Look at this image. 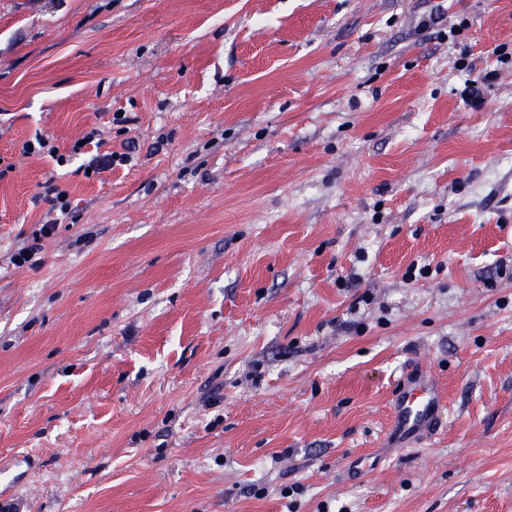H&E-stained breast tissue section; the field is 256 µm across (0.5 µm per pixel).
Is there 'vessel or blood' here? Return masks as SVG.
<instances>
[{
    "label": "vessel or blood",
    "instance_id": "obj_1",
    "mask_svg": "<svg viewBox=\"0 0 512 512\" xmlns=\"http://www.w3.org/2000/svg\"><path fill=\"white\" fill-rule=\"evenodd\" d=\"M443 407L433 388L427 367H419L406 376L396 401L395 418L403 443H411L430 435L439 427Z\"/></svg>",
    "mask_w": 512,
    "mask_h": 512
}]
</instances>
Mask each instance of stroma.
<instances>
[{"label": "stroma", "mask_w": 512, "mask_h": 512, "mask_svg": "<svg viewBox=\"0 0 512 512\" xmlns=\"http://www.w3.org/2000/svg\"><path fill=\"white\" fill-rule=\"evenodd\" d=\"M501 45L512 0H0L6 512H512ZM94 129L130 160L88 177ZM498 77L496 70L477 73L468 78L460 90V97L464 102L473 106H481L484 101L485 88ZM40 187H42L43 192H40L39 196L43 194L44 199L51 203L54 212L59 211L60 215L64 217L71 213L69 196L66 191L60 190L52 180L46 181ZM58 220L59 218L50 219L46 221L44 224H41V227L34 234L32 243L26 247L21 248L18 252L12 255L11 262L13 263V265H15L16 267H23L27 263H29L32 257L40 249L41 244H39V242L42 239L50 237L55 234L58 224H60ZM16 259H19V262H16ZM443 414L431 374L427 367L420 366L406 376L396 401L395 418L399 438L408 444L430 435L439 427Z\"/></svg>", "instance_id": "stroma-1"}]
</instances>
